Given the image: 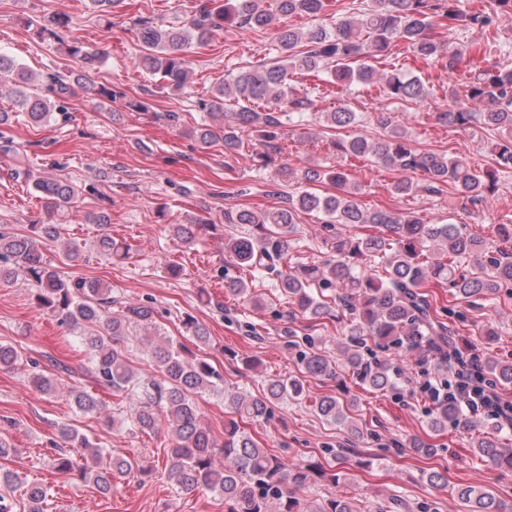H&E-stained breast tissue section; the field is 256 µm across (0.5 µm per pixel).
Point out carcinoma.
Masks as SVG:
<instances>
[{
    "label": "carcinoma",
    "instance_id": "cac0c4a2",
    "mask_svg": "<svg viewBox=\"0 0 512 512\" xmlns=\"http://www.w3.org/2000/svg\"><path fill=\"white\" fill-rule=\"evenodd\" d=\"M456 0H363L364 8L353 17L339 19L333 27L318 25L307 31L281 27L278 16L317 17L325 10V0H274L273 8L265 0H199L194 14L180 27L164 26L150 17L135 23L139 53L135 63L159 76L173 91L187 88L191 80V61L187 50L192 43L202 45L226 26L245 30L268 29L278 46V56L254 70H245L226 78H215L207 116L211 122L201 125L193 136L201 148L222 142L224 150L240 147L239 133L248 128L260 132L261 155L268 158L280 152L284 118L310 112L313 95L330 87L377 84L387 100L424 103L428 91L418 77H407L396 70L382 72L374 62L389 61L399 45L429 64L443 62L448 75L471 64V47L452 46L439 29L485 34L495 29L500 12L512 13V0H496L493 12H462ZM66 54L76 67L53 72L36 80L28 69L0 54V79L13 75L14 102L27 122L47 125L61 108L60 101L83 85L84 71L94 66L99 55L81 41L66 45ZM292 70L304 71L321 82L299 90L288 83ZM464 96L477 106L441 108L436 119L442 125L468 127L482 125L500 133L495 144L494 168L483 169L465 156L446 153H421L412 144L406 130L391 113L376 117L382 129L376 137L359 134L336 136L330 147L341 162L334 169L307 170L308 184L327 181L334 193L317 194L307 188L288 196L284 205L272 210L241 209L224 213L226 224H246L252 231L227 238L224 250L233 261L251 273L273 274L278 288L292 306L289 316L298 313L319 321L332 316L323 299V291L336 289V304L345 317L343 336L339 338L342 366L359 382L382 394L404 396L409 383L407 371L411 359L423 352L434 360L436 371L455 373L457 363L448 360L456 348L451 324L442 321L429 300L430 288H446L455 300L470 306L512 299V224L494 226L498 246L490 249L486 241L467 231L464 224H428L411 210L387 211L370 208L359 199L360 187L353 183L344 165L346 160L368 158L398 174L391 185L392 195L404 198L421 190L441 195L450 186L456 194L474 205L484 202L497 189L499 170H512V67L499 64L475 68L464 85ZM236 111H224V105ZM327 127L337 131L359 125L358 113L344 105L323 114ZM420 171L424 182H414L409 174ZM34 190L52 213L71 203L76 187L67 180L34 181ZM299 211H315L329 227H356L353 236L336 233L333 251L336 259L324 263H300L280 268L277 263L288 255L287 236L292 233ZM211 225L207 218L189 224L172 225L174 235L187 245L197 232ZM60 236L55 224H32L30 234L14 233L0 225V282L22 275L37 284L38 306L56 314L63 325L76 334L88 353V371L97 385L112 389L113 395L129 400L134 410L129 430L153 434L166 428L171 437L165 471L170 483L184 491H211L224 498L228 512H409L410 503L400 495L389 505L360 508L353 500L330 498L304 508L296 491L312 480L311 472L281 461L261 448L238 419L259 422L272 407L308 398L305 378H333L336 363L321 349L318 336H306L296 348L299 374L271 379L261 396L226 390L224 377L206 360L191 356L188 347L170 338L147 341V353L156 366V376L142 381L122 350L130 329L152 320L153 309L137 303L124 305L121 316L112 315V289L99 281L82 278L64 280L51 268L36 246V238L55 240ZM100 253L126 257L130 246L104 232L97 240ZM379 261L384 274L371 268ZM224 293L247 296L260 308L263 301L253 295L247 283L224 277ZM186 335L200 343L209 341L204 324L188 315L182 319ZM22 360L11 344L0 343V369L12 370ZM483 374L503 387L512 386V361L494 354L481 362ZM207 393L224 395L230 417L224 431L216 437L205 422L198 399ZM73 405L82 413L100 407L89 392L73 387L68 391ZM314 411L328 423L341 424L353 436L362 429L354 417L358 404L325 395L314 400ZM455 422L475 432L472 447L493 464L512 469V439L503 426L488 415H468L452 403L436 406L427 416V425L439 432ZM62 440L77 452L61 451L56 469L76 474L93 484L100 493H112L114 483L149 474L152 468L143 461L114 454L106 447L70 426L59 430ZM0 512H12L14 503L7 494L23 489L27 512H43L48 489L40 484L24 483L13 471L0 472ZM458 499L465 512H507L502 500L491 490L466 486Z\"/></svg>",
    "mask_w": 512,
    "mask_h": 512
}]
</instances>
